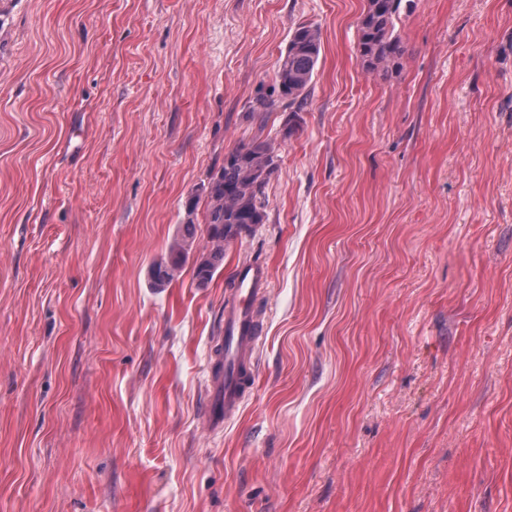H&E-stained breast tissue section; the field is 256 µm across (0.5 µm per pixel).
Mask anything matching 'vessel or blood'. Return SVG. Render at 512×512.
Segmentation results:
<instances>
[{
    "label": "vessel or blood",
    "instance_id": "1",
    "mask_svg": "<svg viewBox=\"0 0 512 512\" xmlns=\"http://www.w3.org/2000/svg\"><path fill=\"white\" fill-rule=\"evenodd\" d=\"M234 289L224 307V332L218 344L223 370L218 374L207 407L210 422H223L242 404L250 382L256 349L254 306L268 285L267 271L256 263L239 265Z\"/></svg>",
    "mask_w": 512,
    "mask_h": 512
}]
</instances>
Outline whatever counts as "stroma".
<instances>
[{
  "instance_id": "stroma-1",
  "label": "stroma",
  "mask_w": 512,
  "mask_h": 512,
  "mask_svg": "<svg viewBox=\"0 0 512 512\" xmlns=\"http://www.w3.org/2000/svg\"><path fill=\"white\" fill-rule=\"evenodd\" d=\"M0 0V512H512V0ZM299 131L247 112L293 30ZM267 220L198 287L150 270L234 147ZM263 262L239 411L206 407ZM400 3L401 0H367L358 25L357 53L369 74L388 76L405 52L393 36Z\"/></svg>"
}]
</instances>
